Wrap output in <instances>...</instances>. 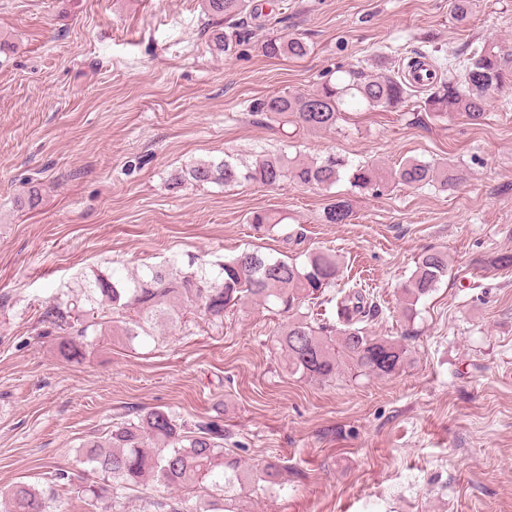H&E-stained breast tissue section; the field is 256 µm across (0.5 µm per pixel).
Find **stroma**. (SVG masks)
Here are the masks:
<instances>
[{
    "label": "stroma",
    "instance_id": "1",
    "mask_svg": "<svg viewBox=\"0 0 512 512\" xmlns=\"http://www.w3.org/2000/svg\"><path fill=\"white\" fill-rule=\"evenodd\" d=\"M450 2L268 0L227 54L201 0H0V489L44 484L117 415L163 406L219 423L244 466L285 462L277 485L239 490L245 512H512V268L490 265L512 253V90L477 125L352 109L312 131L252 109L412 48L512 44V0H476L462 21ZM270 37L309 52L267 57ZM266 153L434 160L462 179L378 195L344 180H171L199 160L249 166ZM33 188L37 209L18 208ZM339 200L351 217L326 223ZM260 210L277 225L255 229ZM320 248L340 255L342 288L373 292L369 333L406 346L396 373L291 374L275 344L287 315L249 301L220 326L193 314L145 342L93 337L78 363L40 335L50 296L115 267L247 249L301 261ZM428 249L446 252L450 271L408 320L401 288Z\"/></svg>",
    "mask_w": 512,
    "mask_h": 512
}]
</instances>
